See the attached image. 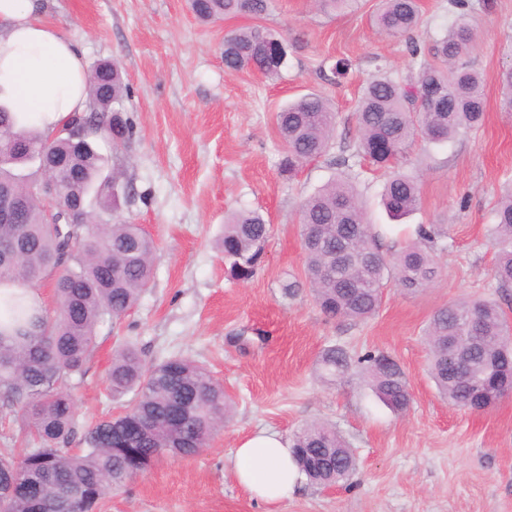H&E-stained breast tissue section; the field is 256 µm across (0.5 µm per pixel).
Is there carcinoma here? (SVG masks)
Instances as JSON below:
<instances>
[{
	"instance_id": "1",
	"label": "carcinoma",
	"mask_w": 512,
	"mask_h": 512,
	"mask_svg": "<svg viewBox=\"0 0 512 512\" xmlns=\"http://www.w3.org/2000/svg\"><path fill=\"white\" fill-rule=\"evenodd\" d=\"M455 24L427 58L410 43L413 75L381 72L364 87L353 113V143L335 144L336 112L320 94L308 93L275 113L283 144L280 166L293 173L334 147L388 173L382 191L386 211L399 218L416 210V177L403 170L412 143L446 142L478 129L485 117L482 78L466 57L477 37L462 0ZM201 22L248 15L259 18L271 0H190ZM418 0H380L371 16L384 35L408 39L419 24ZM276 35L261 25L224 36V67L230 74L250 70L276 78L287 58H273ZM91 100L81 116L84 141L48 142L16 126L0 107V191L17 198L21 219L0 224V408L14 414L15 441L34 444L0 448V512H101L108 491H119L166 456H194L209 446L229 416L223 387L196 362L171 356L144 366L126 342L115 347L108 373L112 398L131 393L118 414L79 428L77 402L68 384L85 373L98 327L132 310L153 279V239L138 224H112L102 215L126 194L119 177L105 170L99 142L125 147L135 137L123 115L128 86L114 61L96 64L87 76ZM502 106L512 112V68L501 74ZM49 148L44 163L34 156ZM60 183L64 204L76 208L75 222H48L42 198L31 186ZM490 235L500 254L493 270L497 287L512 288V190L492 212ZM305 278L321 311L359 321L380 309L386 288L424 287L436 275L435 254L446 249L441 224H422L405 247L385 254L367 219L361 196L348 177L334 178L303 200L299 210ZM270 225L256 211L225 219L218 248L230 275L251 279ZM54 276L55 315L37 306L30 293ZM466 336V359L449 355L453 340ZM427 342L430 374L449 403L485 412L512 396V323L494 301L469 300L436 310ZM321 369L342 376L356 365L386 406L405 412L411 405L401 366L383 352L353 358L330 346ZM83 431L82 447L71 442ZM292 460L308 480L330 486L347 483L355 458L336 428L311 423L293 437Z\"/></svg>"
}]
</instances>
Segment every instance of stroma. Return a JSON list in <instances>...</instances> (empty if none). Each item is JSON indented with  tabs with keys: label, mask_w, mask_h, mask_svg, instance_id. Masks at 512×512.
<instances>
[{
	"label": "stroma",
	"mask_w": 512,
	"mask_h": 512,
	"mask_svg": "<svg viewBox=\"0 0 512 512\" xmlns=\"http://www.w3.org/2000/svg\"><path fill=\"white\" fill-rule=\"evenodd\" d=\"M43 16L82 50L86 67L118 61L129 86L123 108L136 128L125 147L99 145L109 170L131 185L115 219L142 225L155 241L153 282L137 306L100 326L85 375L74 380L78 419L119 411L106 389L112 349L131 342L145 365L182 355L204 365L233 401L209 447L166 457L120 492L103 512H512V397L473 413L438 393L428 371L426 330L434 312L461 299H492L512 318V291L492 277L497 247L491 213L512 184V117L501 110L500 75L512 67V0H468L479 39L468 60L481 73L483 127L444 143L417 140L410 159L420 204L399 221L380 205L381 174L353 166L355 185L383 240L402 243L420 224L448 227L432 282L412 292L386 289L378 313L331 319L303 281L301 202L343 168L330 157L283 173L274 114L309 91L332 100L336 138L353 134L361 87L380 67L407 76L405 40L379 36L370 17L378 0L344 13L312 0H274L259 23L288 43V65L273 80L224 70V35L248 16L199 22L187 0H40ZM413 38L429 49L451 24L448 0H420ZM350 66L335 85L322 76L336 60ZM257 210L271 226L255 276L230 277L216 247L224 217ZM301 288L286 296L284 284ZM383 351L404 370L413 397L392 412L358 368L323 375L324 349ZM336 427L358 469L344 486L301 481L287 499L254 500L236 480L234 451L267 429L292 439L306 423Z\"/></svg>",
	"instance_id": "obj_1"
}]
</instances>
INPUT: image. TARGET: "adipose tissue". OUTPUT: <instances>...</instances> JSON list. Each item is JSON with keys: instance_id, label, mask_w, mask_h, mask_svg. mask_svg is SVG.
I'll use <instances>...</instances> for the list:
<instances>
[{"instance_id": "ef3b65f1", "label": "adipose tissue", "mask_w": 512, "mask_h": 512, "mask_svg": "<svg viewBox=\"0 0 512 512\" xmlns=\"http://www.w3.org/2000/svg\"><path fill=\"white\" fill-rule=\"evenodd\" d=\"M82 51L42 16L39 0H0V105L45 135L85 112L89 97ZM241 485L276 503L300 480L290 449L275 432L258 431L235 451Z\"/></svg>"}]
</instances>
